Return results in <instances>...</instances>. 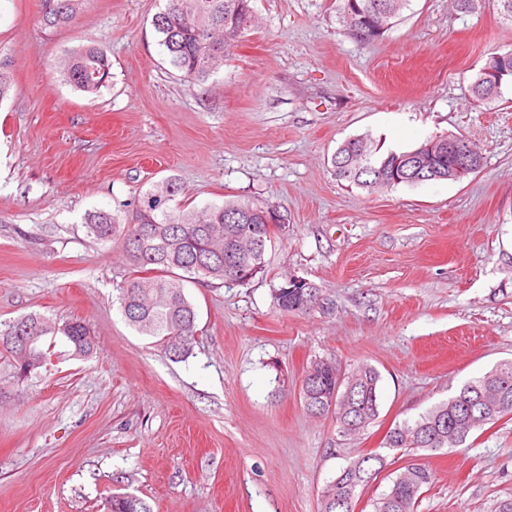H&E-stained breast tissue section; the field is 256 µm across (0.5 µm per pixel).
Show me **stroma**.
<instances>
[{
  "label": "stroma",
  "mask_w": 512,
  "mask_h": 512,
  "mask_svg": "<svg viewBox=\"0 0 512 512\" xmlns=\"http://www.w3.org/2000/svg\"><path fill=\"white\" fill-rule=\"evenodd\" d=\"M166 0H89L72 25L42 27V0H0V57L14 88L0 101V322L78 319L94 337L77 357L27 379L0 350V512H108L129 492L151 512H319L341 466L384 453L359 512L396 471L433 473L416 512H492L512 496V416L457 448L387 451L383 438L512 360V81L469 102L490 54L512 49L495 0L475 14L410 0L381 38L359 43L339 0H253L259 19L205 84L166 59L151 26ZM103 46L111 77L95 98L59 61ZM467 139L483 168L460 182L370 192L336 181L330 159L369 136L404 151ZM176 178L181 201L280 205L288 216L250 283H190L197 334L171 359L125 321L124 250L90 235L87 214L121 216ZM321 300L284 315L283 277ZM380 373V415L358 436L309 416L301 384L314 359Z\"/></svg>",
  "instance_id": "1"
}]
</instances>
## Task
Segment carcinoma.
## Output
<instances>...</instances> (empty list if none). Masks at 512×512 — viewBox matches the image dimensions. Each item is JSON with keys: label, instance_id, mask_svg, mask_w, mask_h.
<instances>
[{"label": "carcinoma", "instance_id": "cac0c4a2", "mask_svg": "<svg viewBox=\"0 0 512 512\" xmlns=\"http://www.w3.org/2000/svg\"><path fill=\"white\" fill-rule=\"evenodd\" d=\"M41 23L49 28L75 22L88 0H42ZM393 0H341L339 23L345 33L359 43H369L392 27L381 17ZM256 23L251 0H167L164 10L154 15L152 26L169 64L193 85L203 84L224 65V57ZM110 62L100 46H88L66 54L62 72L65 80L90 98H95L109 78ZM486 74H477L471 92L478 102L490 103L501 94L491 95ZM13 85L12 64L0 60V101ZM368 153L376 167L392 170L401 152L378 153L366 138L345 141L334 153L346 163L350 175L333 169L336 180L370 190L393 188L397 183H380L376 175L357 173L358 157ZM182 192L177 179L169 177L160 187L146 193L135 211L121 219L105 211L87 218L89 233L98 240L118 242L132 265L148 272L129 279L121 295V310L140 335L154 339L156 346L182 359L189 354L196 337L197 311L185 293L188 280H221L246 284L265 272V251L271 233L259 213L273 208L269 203L230 199L211 204L202 211L186 204L172 205ZM317 287L272 290L273 305L287 314L311 311V294ZM29 328L33 337L29 356L46 358L40 348L46 336L63 334L73 346V354L86 356L95 349L88 328L79 321L62 327L39 314H28L0 328V348L10 353L17 377L24 379V346L13 335L18 324ZM335 364L312 361L302 381L301 399L312 417L329 414L346 435H359L379 417V371L368 364L339 379ZM338 393L343 407L330 409L328 398ZM512 414V360L497 364L484 375L465 383L460 391L419 415L390 428L383 445L390 449L455 448L474 432ZM379 474L386 460L370 453L360 455L340 467L338 474L321 492L320 512H346L356 503L358 489L367 486L362 465ZM432 481V471L413 463L392 481L390 490L373 501V512H415L421 490ZM109 512H150L146 502L132 494L112 495Z\"/></svg>", "mask_w": 512, "mask_h": 512}]
</instances>
